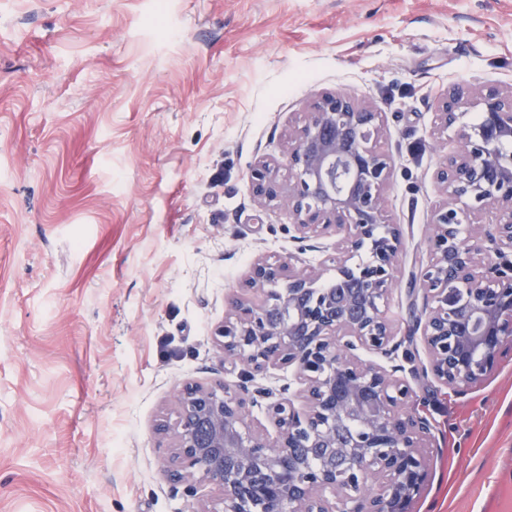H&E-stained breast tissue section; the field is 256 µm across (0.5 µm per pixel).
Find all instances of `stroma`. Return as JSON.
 <instances>
[{
  "instance_id": "stroma-1",
  "label": "stroma",
  "mask_w": 512,
  "mask_h": 512,
  "mask_svg": "<svg viewBox=\"0 0 512 512\" xmlns=\"http://www.w3.org/2000/svg\"><path fill=\"white\" fill-rule=\"evenodd\" d=\"M0 0V512H209L156 426L187 380L236 382L212 333L257 257L297 252L249 175L311 103L373 104L405 246L385 315L422 353L448 86L512 88V0ZM412 512H512V350L456 392L413 380Z\"/></svg>"
}]
</instances>
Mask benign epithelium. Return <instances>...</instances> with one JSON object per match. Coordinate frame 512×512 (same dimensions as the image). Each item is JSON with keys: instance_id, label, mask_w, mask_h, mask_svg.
Wrapping results in <instances>:
<instances>
[{"instance_id": "obj_1", "label": "benign epithelium", "mask_w": 512, "mask_h": 512, "mask_svg": "<svg viewBox=\"0 0 512 512\" xmlns=\"http://www.w3.org/2000/svg\"><path fill=\"white\" fill-rule=\"evenodd\" d=\"M471 109L482 115L473 127ZM436 118L455 147L434 173L447 200L431 213L432 259L416 277L428 363L414 365L384 316L404 235L383 208L393 159L380 148L381 113L323 94L289 133L283 162L254 166L251 187L288 211L295 241L335 238L323 259L334 281L319 285L295 256L252 264L245 287L264 301L235 298L214 329L224 363L243 364L240 379L182 383L175 423L158 425L171 440L170 481L214 486L222 512H409L427 479L431 427L411 408L408 377L461 391L512 340V90L450 86ZM277 367L293 368L294 396L253 386ZM261 400L273 437L249 422Z\"/></svg>"}]
</instances>
